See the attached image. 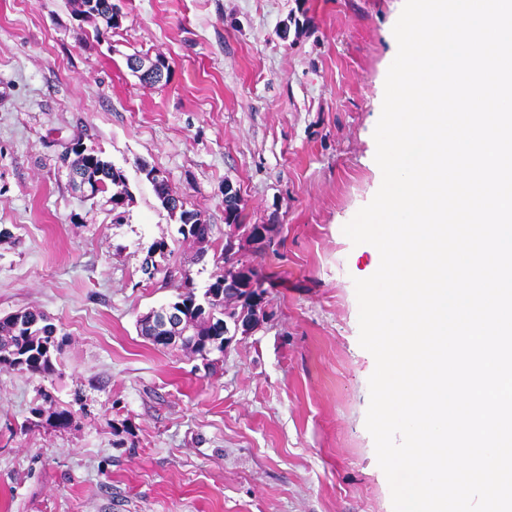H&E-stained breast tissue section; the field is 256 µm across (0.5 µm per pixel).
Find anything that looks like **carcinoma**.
<instances>
[{
	"instance_id": "cac0c4a2",
	"label": "carcinoma",
	"mask_w": 512,
	"mask_h": 512,
	"mask_svg": "<svg viewBox=\"0 0 512 512\" xmlns=\"http://www.w3.org/2000/svg\"><path fill=\"white\" fill-rule=\"evenodd\" d=\"M97 14L106 28L118 27L114 21L117 15L112 0H97ZM63 161L68 167L82 176L87 177L90 187L98 193L115 189L112 194L113 208H118L130 199L124 175L109 161L94 154L86 156L77 147H72ZM154 170L147 171V177L154 183L155 192L161 206L170 214L178 216L180 233L198 243L209 241L212 227L203 219L200 212L189 210L185 202L174 205L176 195L168 187L165 180L153 176ZM224 223L227 231L224 233V274L216 278L203 294L198 297L194 289L184 286L170 301L185 321L195 327V336L191 340L177 343L170 341L163 344L153 343V346L169 348L177 344L182 348L207 358L211 353L224 352V329L220 325L234 324L239 320L245 321L255 315V306L264 302L256 298L254 293L245 288H226L224 279L232 278L241 270H246L250 279L264 280L253 260L239 255L236 242L245 238L249 225L242 223L241 207L225 209ZM63 340L58 338V328L44 313L37 310H23L0 319V367H10L32 376L43 378L54 372L53 355L62 348ZM44 407L35 409V414L47 415L49 422L56 428L64 429L72 421V412L67 408L53 406L49 394H43Z\"/></svg>"
}]
</instances>
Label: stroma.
<instances>
[{"mask_svg": "<svg viewBox=\"0 0 512 512\" xmlns=\"http://www.w3.org/2000/svg\"><path fill=\"white\" fill-rule=\"evenodd\" d=\"M117 2L100 36L73 0H0V318L37 309L65 338L48 377L0 368V512H393L354 287L380 255L343 227L381 185L403 0ZM135 53L169 80L141 84ZM75 142L123 171L122 216L72 185L60 157ZM149 167L209 243L179 234ZM228 182L243 222L274 228L254 259L269 318L209 375L137 322L223 274ZM45 392L69 428L34 415Z\"/></svg>", "mask_w": 512, "mask_h": 512, "instance_id": "obj_1", "label": "stroma"}]
</instances>
